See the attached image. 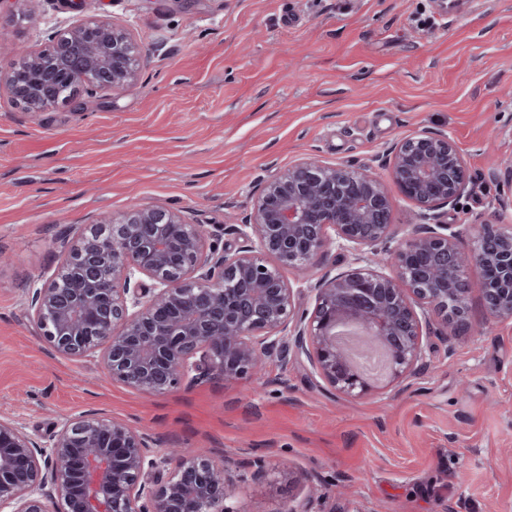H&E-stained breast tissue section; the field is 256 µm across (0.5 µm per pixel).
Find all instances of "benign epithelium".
<instances>
[{"mask_svg":"<svg viewBox=\"0 0 512 512\" xmlns=\"http://www.w3.org/2000/svg\"><path fill=\"white\" fill-rule=\"evenodd\" d=\"M143 60L128 26L86 18L21 48L0 88L26 111L44 112L83 91L123 92ZM63 86L71 88L64 100ZM389 165L422 223L393 249L391 200L371 167L304 160L269 180L242 223L228 226L234 248L206 244L202 225L160 207L106 218L105 229L61 242L65 261L29 295L31 316L56 353H97L112 380L144 393L216 374L240 379L292 350L334 390L365 395L371 384L349 368L336 325L385 345L387 374L406 377L427 366L429 314L467 324L470 265L486 320L512 321V225L479 218L467 232L444 221L469 185L454 142L420 131ZM334 239L355 267L319 279L306 312L283 271L306 267ZM263 474L259 458L236 464L194 448L157 456L146 433L113 418L68 417L44 445L0 416V512H49L56 499L60 512H233L231 488Z\"/></svg>","mask_w":512,"mask_h":512,"instance_id":"1","label":"benign epithelium"}]
</instances>
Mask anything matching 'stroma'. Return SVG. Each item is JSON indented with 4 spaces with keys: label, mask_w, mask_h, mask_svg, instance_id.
Masks as SVG:
<instances>
[{
    "label": "stroma",
    "mask_w": 512,
    "mask_h": 512,
    "mask_svg": "<svg viewBox=\"0 0 512 512\" xmlns=\"http://www.w3.org/2000/svg\"><path fill=\"white\" fill-rule=\"evenodd\" d=\"M129 26L149 55L120 95L81 94L27 112L0 90V414L50 440L96 412L173 446L262 457L265 474L232 490L236 512H512V321L486 322L468 268L470 323L434 322L430 366L360 398L316 382L306 360L161 394L106 381L96 357L54 352L29 289L59 268V241L133 207L178 210L221 236L264 184L304 158L370 165L393 221L415 206L385 158L421 130L462 153L468 191L448 221L467 229L512 196V0H0V68L39 33L83 17ZM332 245L285 276L309 287L350 268Z\"/></svg>",
    "instance_id": "obj_1"
}]
</instances>
